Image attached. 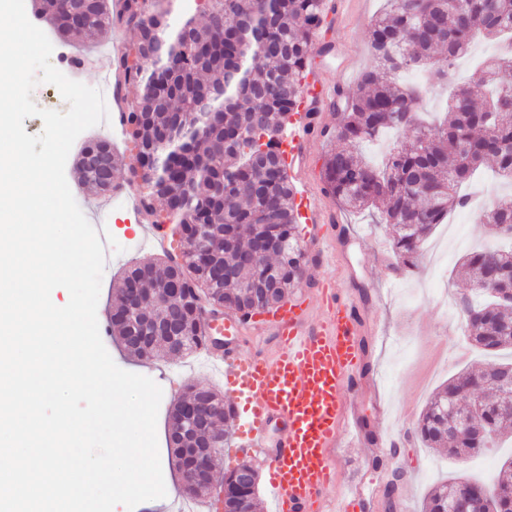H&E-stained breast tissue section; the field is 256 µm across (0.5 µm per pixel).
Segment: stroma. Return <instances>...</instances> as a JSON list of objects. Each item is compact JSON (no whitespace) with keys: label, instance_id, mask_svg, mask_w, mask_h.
I'll list each match as a JSON object with an SVG mask.
<instances>
[{"label":"stroma","instance_id":"obj_1","mask_svg":"<svg viewBox=\"0 0 512 512\" xmlns=\"http://www.w3.org/2000/svg\"><path fill=\"white\" fill-rule=\"evenodd\" d=\"M384 0H340L341 18L326 36L333 46H346L350 66L347 71L323 70L327 84L339 90L355 87L361 73L374 63L366 33L369 24L381 11ZM136 41L129 27L106 30L95 42L74 37L63 42L53 40L52 61L61 62L68 78L97 88L102 70L111 68L116 53L126 51ZM90 50L91 64L73 68L64 65L66 55ZM109 139L117 152L127 150V138L120 129L100 123L78 136L67 158L65 176L72 195L92 225L109 222L110 246L118 255L106 264L97 306L99 325L109 322L114 287L120 273L132 261L156 256L150 244L132 246L137 232L133 212L126 208L128 196L139 195L141 188L132 182L127 166L114 172L119 183L117 192L103 197L89 192L75 172L80 149L90 139ZM328 149L323 138H314L306 159L307 187L328 217L331 240L329 251L335 252L334 264L324 267V274L359 306L367 344L364 365L346 397L358 415L359 426L341 434L333 455L336 459V486L333 495L360 488L368 472L378 471L384 483H395L392 496L377 495L368 512H422L427 491L450 474H475L483 470L499 478L501 468L512 455V440L487 450L479 461H456L441 452L424 447L416 433L417 421L430 396L448 378L460 371L478 369L492 357L470 347L463 320L449 319L438 297L447 294L457 302L466 292V283L455 272L466 249L486 241V228L470 217L466 210L449 214L446 225L437 226L419 256L418 266L403 270L396 278L388 277L385 268L394 262L386 237L370 216L352 213L324 191L322 165ZM103 344L114 362L122 369L147 376L162 390L157 418V439L166 497L185 501L182 483L168 443L167 412L186 386L197 384L220 388L221 380L203 364L200 354L170 358H136L106 335Z\"/></svg>","mask_w":512,"mask_h":512}]
</instances>
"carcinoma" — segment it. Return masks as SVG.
Segmentation results:
<instances>
[{"mask_svg":"<svg viewBox=\"0 0 512 512\" xmlns=\"http://www.w3.org/2000/svg\"><path fill=\"white\" fill-rule=\"evenodd\" d=\"M390 8L367 30L375 66L365 70L356 89L336 95V126L321 134L337 141L324 160L326 191L344 206L369 210L377 223L390 226L391 250L400 264L416 267L433 228L448 213L467 206L459 188L487 166L512 181V52L487 59L476 76L457 86L447 111L436 124H424L419 95L399 74L427 68L437 80L477 41L512 34V0H388ZM170 0H37L36 13L61 36L76 33L89 40L120 24L138 30L136 62L128 52L116 59L124 87L137 89L127 101V135L137 142L143 161L130 170L146 188L141 206L160 223L173 217L171 236L180 251L165 261L144 259L122 272L110 326L129 354L156 351L193 353L200 345L202 307L241 315L269 312L306 282L305 257L298 248L301 218L297 190L280 150L285 126L299 112L312 40L326 23L324 0H209L205 24L190 17L169 23ZM259 59L253 71L249 61ZM383 166L360 152L366 141L388 132ZM412 134V145L402 142ZM102 157L115 167L119 156L103 138L78 155L81 181L110 194L116 183L87 159ZM478 223L512 224V197L491 199ZM262 244L255 262L245 255ZM488 276L497 292L472 303L466 319L472 344L488 353L512 350V249L482 246L467 254L461 276ZM512 367V362L502 364ZM498 363L450 378L429 399L417 424L422 442L451 458L469 457L487 448V438L512 427V411L503 406L495 383ZM482 393L478 423L460 436L448 434L458 415L450 396ZM211 403L215 412L192 433H182L183 406ZM170 441L186 495L213 492L222 449L233 437L234 420L224 397L210 387L191 385L168 415ZM239 462L224 471V512H256L258 483L235 485ZM453 476L429 491L424 512H447L448 490L462 481ZM488 488L499 512H512V481Z\"/></svg>","mask_w":512,"mask_h":512,"instance_id":"carcinoma-1","label":"carcinoma"}]
</instances>
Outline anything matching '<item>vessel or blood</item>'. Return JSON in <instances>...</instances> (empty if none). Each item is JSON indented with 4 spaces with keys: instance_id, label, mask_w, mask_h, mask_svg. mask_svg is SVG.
<instances>
[{
    "instance_id": "1",
    "label": "vessel or blood",
    "mask_w": 512,
    "mask_h": 512,
    "mask_svg": "<svg viewBox=\"0 0 512 512\" xmlns=\"http://www.w3.org/2000/svg\"><path fill=\"white\" fill-rule=\"evenodd\" d=\"M334 96L317 72H309L306 93L288 141L289 176L301 180L299 161L311 135L309 114ZM267 330L273 354L244 353L225 344L206 349L205 360L224 380V398L240 426L230 442L238 460L266 473L269 512H335L328 491L335 480L332 450L342 428L356 415L347 402L361 361V321L353 303L334 284L319 280L314 301L289 299L271 313L242 319L213 310L203 330L241 336ZM285 425L271 438L270 425Z\"/></svg>"
}]
</instances>
